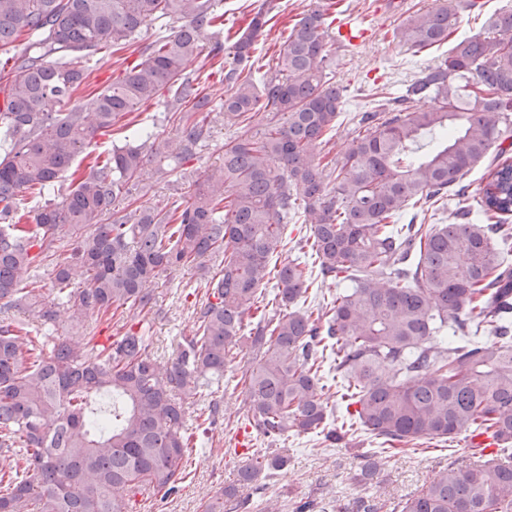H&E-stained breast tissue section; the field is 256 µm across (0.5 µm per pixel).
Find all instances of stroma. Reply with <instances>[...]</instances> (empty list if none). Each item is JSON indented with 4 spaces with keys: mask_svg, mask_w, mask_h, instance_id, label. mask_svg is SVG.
I'll return each mask as SVG.
<instances>
[{
    "mask_svg": "<svg viewBox=\"0 0 512 512\" xmlns=\"http://www.w3.org/2000/svg\"><path fill=\"white\" fill-rule=\"evenodd\" d=\"M276 2L274 26L258 42L254 53L259 64L267 69L273 67L280 46L296 20L316 4V0ZM432 3L433 0H334L338 23L353 24L364 32L362 41L356 44L338 40L332 30L326 36L333 56V75L344 90L346 111H359L365 102L381 94L400 95L421 69L447 57L450 44L479 32L492 14L512 5V0H476L474 9L461 13L447 44L417 53L400 43L396 32L410 13L427 10ZM186 71L199 78L212 101L211 133L202 142L196 158L187 164L185 173L174 172L156 182L153 195L144 199L149 206L163 205L169 195L187 192L189 176L219 166L224 158L225 141L239 132L219 112L225 86L217 66L200 55L187 64ZM201 282V275L193 266L167 271L148 285L155 298V306L148 314L119 311L109 321L92 316L78 327L62 318L51 326L48 341L74 342L90 335L101 340L117 337L125 322L141 318L151 327L154 358L160 366H169L183 341L196 332L195 310L207 301ZM251 359V350L242 349L235 362L227 367L228 379L220 386L198 389L191 397L196 417L188 425L189 451L181 463L183 480L178 492L166 498L145 493L138 497L133 512H202L208 496L237 481L248 459L235 455L233 448L237 434L247 427L248 420L244 395L231 376ZM215 400L220 403L221 413L217 422L210 423L204 416ZM377 446V439L365 432L358 433L346 446L325 450L315 437L289 435L276 444L278 453L287 456V465L265 478L266 491L252 496L249 512H266L272 500L278 501L280 512H294L295 503L312 499L323 507L336 500L350 508L360 497L374 498L380 512H392L400 499L421 492L436 472L450 463L468 460L470 453L466 438L435 440L421 445L415 452H397L380 458L373 479L358 482L356 476L366 456L372 455Z\"/></svg>",
    "mask_w": 512,
    "mask_h": 512,
    "instance_id": "obj_1",
    "label": "stroma"
}]
</instances>
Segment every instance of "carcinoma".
Masks as SVG:
<instances>
[{
    "label": "carcinoma",
    "mask_w": 512,
    "mask_h": 512,
    "mask_svg": "<svg viewBox=\"0 0 512 512\" xmlns=\"http://www.w3.org/2000/svg\"><path fill=\"white\" fill-rule=\"evenodd\" d=\"M462 5L435 0L409 14L400 41L424 51L448 40ZM156 21L176 27L121 78L69 106L99 50L126 48ZM269 21L257 11L226 54L218 38L224 0H0V46L26 36L0 75V512H131L143 490H173L188 399L222 382L244 346L254 354L241 376L246 416L267 440L293 431L331 447L356 425L403 445L489 431L499 454L448 465L394 512H512V143L504 147L512 138V6L404 94L355 115L344 161L331 167L322 152L342 94L331 77L326 9L297 20L275 73L260 81L250 61ZM206 44L211 56L226 55L224 119L243 132L187 194L128 211L121 203L131 191L153 189L147 168L160 177L175 171L209 134L211 100L184 73ZM163 89L164 110L181 129L179 151L114 144L107 157L85 154V169H72L97 136ZM421 99L430 106L414 108ZM493 150L496 164L471 204L462 180ZM23 192L43 200L32 224L18 216ZM450 192L458 198L453 223H417ZM299 199L318 275L349 282L315 311L297 307L309 288L307 262L272 264ZM48 262L53 298L33 275ZM188 264L203 271L210 300L164 370L133 325L113 342L88 336L47 355L41 330L14 316L46 326L63 313L77 322L123 307L148 313L146 283ZM75 268L87 275L83 288L71 286ZM269 284L271 312L246 334L244 316L259 309ZM447 331L445 345L431 344ZM328 358L346 380L340 398L354 407L330 430L321 373ZM286 463L257 452L204 512L247 506L240 489Z\"/></svg>",
    "instance_id": "1"
}]
</instances>
